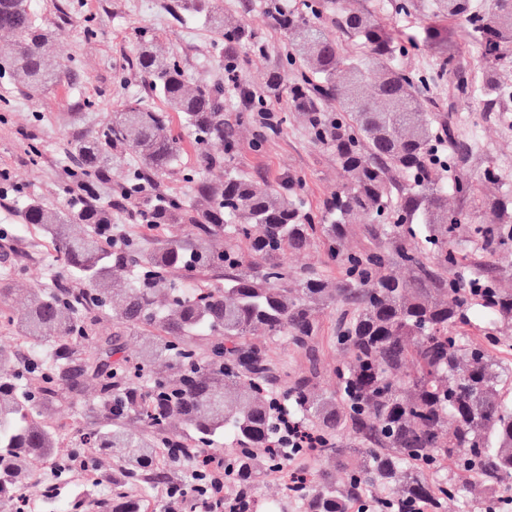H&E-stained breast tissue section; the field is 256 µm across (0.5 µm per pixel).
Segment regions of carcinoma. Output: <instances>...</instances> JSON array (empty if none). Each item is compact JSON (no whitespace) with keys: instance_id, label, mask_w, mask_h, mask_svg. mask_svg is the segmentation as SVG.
<instances>
[{"instance_id":"1","label":"carcinoma","mask_w":512,"mask_h":512,"mask_svg":"<svg viewBox=\"0 0 512 512\" xmlns=\"http://www.w3.org/2000/svg\"><path fill=\"white\" fill-rule=\"evenodd\" d=\"M176 18L190 17L213 34L214 62L240 72L242 49L261 50L257 33L224 15L222 0H167ZM396 14L425 11L460 25L479 43L483 65L468 82L463 66L446 58L456 90L474 89L486 112L512 98L500 70L512 53V0H391ZM267 13L284 31L285 69L269 71L259 111L288 95L311 141L330 152L347 182L314 214L300 179L261 187L234 164L235 128L225 119L224 86L191 81L174 53H158L143 31L135 66L160 111L136 99L97 130L67 147L66 203L33 197L20 212L22 227L56 249L75 288L31 291L19 310L11 284L27 275L10 251L0 254V324L23 349L0 348V501L33 512L21 494L32 476L41 482L45 512H150L156 491L183 499V512H223L236 498L251 512L260 480L274 477L280 495L266 512H441L465 485L440 477L450 467L487 495L512 491V366L463 335L479 315L490 324L512 321V294L497 288L481 263L462 266L466 250L493 251L512 241V200L482 199L480 221L448 210V195L473 199L478 189L461 172L474 138L463 140L440 122L430 98L429 73L405 60L422 46H442L448 34L423 30L401 42L356 0H302L289 8L269 0ZM353 37L345 52L326 25ZM54 35L29 0H0V74L29 98L56 85L50 62ZM291 79H286V70ZM179 115L190 132L197 167H180L182 141L170 123ZM131 152L129 177L108 186L110 166ZM175 175L190 194H158L135 212V224L116 230L112 201L139 195L151 179ZM384 246L343 251L351 221ZM187 224L189 239L155 247L141 230ZM321 245L344 270L338 281L308 267L292 271L288 254ZM408 267L405 280L394 272ZM463 267L453 278L448 269ZM223 273L204 284L201 274ZM340 308L332 344L346 354L334 370L336 390L317 389L321 316ZM112 317L113 331H99ZM302 352L295 372L250 341L256 332ZM146 336L139 360L121 355L125 336ZM98 391L106 422L69 434L77 448L59 455L63 441L44 409ZM224 443V497L211 485L201 448ZM112 459V484L100 494L59 505L56 484L81 471L95 478L100 459ZM294 480L288 461L303 466ZM183 465L186 480L169 469ZM343 477L336 479V472Z\"/></svg>"}]
</instances>
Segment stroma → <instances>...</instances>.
<instances>
[{
  "instance_id": "35a3bbf8",
  "label": "stroma",
  "mask_w": 512,
  "mask_h": 512,
  "mask_svg": "<svg viewBox=\"0 0 512 512\" xmlns=\"http://www.w3.org/2000/svg\"><path fill=\"white\" fill-rule=\"evenodd\" d=\"M164 0H31L43 26L53 31L55 58L67 67L62 82L36 98L19 95L9 78H0V167L9 168L20 191L0 200V225L18 224L23 198L35 196L62 203L61 185L67 160L68 140L97 129L113 111L149 91L131 61L140 30H149L163 52L177 54L189 76L220 81L224 71L209 62L212 34L190 19L173 20L162 8ZM388 0H360L385 27L400 37L419 34L431 24L420 12L397 15ZM226 14L242 19L265 44L264 51L247 52L239 74L241 83L261 89L268 71L284 61L288 43L266 15L263 0H224ZM442 50L424 48L410 57L411 66L435 73L430 92L435 109L461 134L478 132V149L466 161L464 171L478 186L480 196H499L512 191V99L500 111H484L478 100L461 101L453 76H440ZM281 133L256 143L255 128L238 130L234 162L253 179L281 187L288 177L302 179L312 209L344 183L336 161L314 145L300 122L288 110L287 97L271 101ZM37 142L39 157H31L27 145ZM496 169L498 180L485 182L486 170ZM11 246L32 267L33 279L53 285L63 271L54 266V248L33 231L17 233Z\"/></svg>"
}]
</instances>
